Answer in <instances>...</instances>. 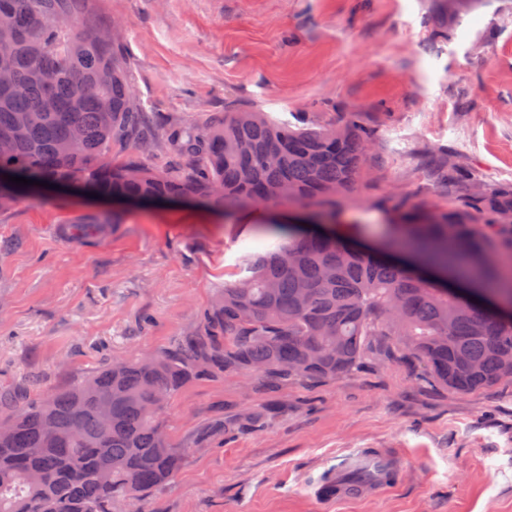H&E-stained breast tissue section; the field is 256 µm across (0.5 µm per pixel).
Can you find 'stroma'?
I'll return each mask as SVG.
<instances>
[{"instance_id": "35a3bbf8", "label": "stroma", "mask_w": 512, "mask_h": 512, "mask_svg": "<svg viewBox=\"0 0 512 512\" xmlns=\"http://www.w3.org/2000/svg\"><path fill=\"white\" fill-rule=\"evenodd\" d=\"M436 0H97L118 23L122 66L158 126L252 110L302 127L360 113L376 137L366 175L314 218L361 246L395 233L397 194L438 208L434 170L452 153L486 183H512V0H478L447 36ZM189 203L128 204L72 188L0 210V385L65 388L104 359L163 351L235 281L261 224ZM94 213L111 222L77 238ZM260 412L251 427L237 418ZM186 455L140 512H512V379L450 391L400 349L353 370L271 388L225 373L186 383L160 417ZM400 457L393 489L325 500L320 478L349 453Z\"/></svg>"}]
</instances>
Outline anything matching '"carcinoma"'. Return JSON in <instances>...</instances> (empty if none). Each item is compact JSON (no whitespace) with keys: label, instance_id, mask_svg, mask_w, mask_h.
<instances>
[{"label":"carcinoma","instance_id":"obj_1","mask_svg":"<svg viewBox=\"0 0 512 512\" xmlns=\"http://www.w3.org/2000/svg\"><path fill=\"white\" fill-rule=\"evenodd\" d=\"M95 0H0V170L103 200L231 205L314 204L353 189L374 131L299 127L265 113L226 112L204 129H148L121 67L120 42L93 19ZM167 142L164 170L141 157ZM125 142L133 154L112 157ZM437 181L448 204H406L389 219L405 266L313 226H283L245 275L216 293L199 327L164 351L111 359L51 394L0 386V512H112L170 482L189 449L169 446L159 415L189 381L226 372L269 386L334 377L384 338L458 393L512 372V184L484 188L448 154ZM105 213L71 226L83 236ZM111 417L103 422L100 406Z\"/></svg>","mask_w":512,"mask_h":512}]
</instances>
